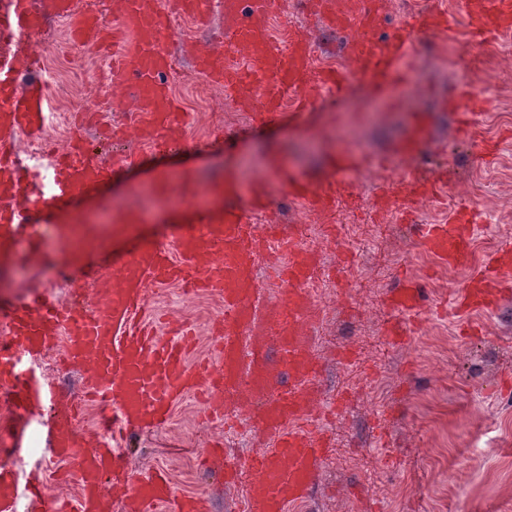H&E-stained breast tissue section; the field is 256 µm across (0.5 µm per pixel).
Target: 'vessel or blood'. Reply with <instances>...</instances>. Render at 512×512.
Here are the masks:
<instances>
[{
	"instance_id": "vessel-or-blood-1",
	"label": "vessel or blood",
	"mask_w": 512,
	"mask_h": 512,
	"mask_svg": "<svg viewBox=\"0 0 512 512\" xmlns=\"http://www.w3.org/2000/svg\"><path fill=\"white\" fill-rule=\"evenodd\" d=\"M303 4L329 29L352 33L347 43L355 63L351 79L376 93L407 83L409 47L424 33L452 25L451 19L438 23L425 13L382 38L381 0H361L353 15L337 11L333 0ZM459 7L475 39L512 35V0H459ZM222 8L221 45L197 55V71L235 97L255 121L277 122L288 89L304 83L310 71L309 46L301 39L292 40L285 52L275 46L268 21L280 11L281 0H222ZM207 9V0H117L113 18L106 20L79 10L75 0H0L1 271L12 268L21 255H41L46 224L56 227L60 254L68 263L77 262L89 240L98 237L78 202L108 183L116 167L133 162L130 155L120 153L101 159L77 140L58 154L51 179L38 171L23 172L20 144L44 133L48 88L40 57L32 52L19 55L21 42L38 39L52 16L67 21L69 36L77 44L99 51L104 41H112V84L127 91L134 104L133 121L142 137L152 141L166 136L177 115L164 82L172 60L170 18L181 14L201 22ZM431 135L426 118L417 117L396 146V156L415 154ZM283 185L290 197L314 208L328 207L333 200L330 183L287 176ZM211 192L224 197V207H187L169 215L170 223L197 224L200 232L178 237L167 249L141 245L119 276L96 274L93 284L99 302L94 307L75 303L64 309L55 298L40 295L0 313V402L9 409L0 419L1 455H16L22 447L27 418L42 400V385L20 368L22 357L60 345L69 364L87 368L86 397L112 405V436L166 420L174 401L190 392L205 396L216 413L223 412L224 397L233 396L246 422L267 441L266 448L241 467L224 472L228 486L235 485L240 471L251 474L245 512H287L311 496L328 444L294 423L310 408L308 382L317 371L304 331L315 314L304 289L312 260L307 248L279 236L273 265L280 283L278 296L260 303L255 277L260 241L250 214L266 207L268 189L255 182L243 205L235 183L216 184ZM418 242L440 264L471 263L466 212L444 224L426 225ZM511 279L512 247L506 245L483 267L472 270L458 291V307L493 308L494 286ZM149 284H179L187 291L220 298L218 366L188 364L186 355L193 343L188 332H181L177 345L158 335L143 306ZM424 297L421 281L407 274L397 277L388 294L397 315L389 336L405 337L403 318L417 313ZM54 445L59 459H76L79 491L70 503L36 493L32 512H105L110 482L124 490L125 512H197V499L182 496L165 470L141 477L122 465L110 438L82 444L59 435ZM19 495V473L0 468V512H16Z\"/></svg>"
}]
</instances>
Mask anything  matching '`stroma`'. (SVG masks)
Here are the masks:
<instances>
[{
    "instance_id": "35a3bbf8",
    "label": "stroma",
    "mask_w": 512,
    "mask_h": 512,
    "mask_svg": "<svg viewBox=\"0 0 512 512\" xmlns=\"http://www.w3.org/2000/svg\"><path fill=\"white\" fill-rule=\"evenodd\" d=\"M382 2L386 32L433 9L455 21L451 31L409 48L411 86L403 97L370 93L353 99L346 35L303 13L299 0H283L279 18L289 34L304 38L319 62L334 64L344 88L320 87L313 105L302 110L297 104L305 90H290L292 105L283 119L256 125L249 112L194 68L196 51L215 49L224 31L221 5L212 0L205 22H188L170 42L174 64L165 80L182 119L175 134L178 147L156 150L142 140L130 118V101L110 83L109 58L79 48L71 59L82 91L108 109L72 107L64 124L80 122L85 140L102 157L136 156V163L114 173L102 190L113 212H160L183 196L197 204L206 200L209 184L245 172L270 191L269 209L254 219L259 236H267L272 225L285 233L301 224L321 227L317 268L329 286L313 301L317 317L306 333L319 363L311 381L313 404L323 415L319 429L330 449L316 498L298 512H512V427L507 424L512 418V284L502 287L496 309L474 314L481 335H461L455 294L469 271L435 267L411 235L412 225L443 222L450 210L405 195L410 179L435 174L455 194L456 207L476 211L474 264H481L489 244L512 242V230L496 229L500 223L512 227V39L472 43L455 0ZM451 96L457 105L453 112L443 108ZM422 111L430 117L431 143L414 158L378 166ZM459 111L474 114L478 135L459 130ZM346 148L364 163L349 177H338L331 163ZM279 162L302 178L335 180L345 222L381 224L385 233L368 251H359L327 212L279 188ZM175 230L158 223L137 224L123 234L101 227L104 248L85 257L67 280L59 276L55 260L21 257L0 273V310L41 291L65 304L79 290L85 303L94 305L97 297L88 281L95 272L117 273L139 241L169 247ZM403 268L430 291L424 310L406 318L413 329L410 340L398 344L385 337L392 318L386 302ZM146 306L162 310L170 323L192 324L198 338L195 359L216 363L212 329L222 313L217 297L171 285L149 289ZM22 366L43 381L48 398L28 420L19 468L45 471L51 496H74L77 483L52 466L50 426L66 404L83 397L87 371L62 365L56 351L23 358ZM217 441L224 456L210 454ZM261 448L247 427L225 429L223 418L210 415L201 397L188 394L176 401L167 423L131 432L120 457L143 476L168 469L181 492L204 500L205 512H241L247 485L225 488L224 464L243 462ZM377 484L387 496L374 493Z\"/></svg>"
}]
</instances>
